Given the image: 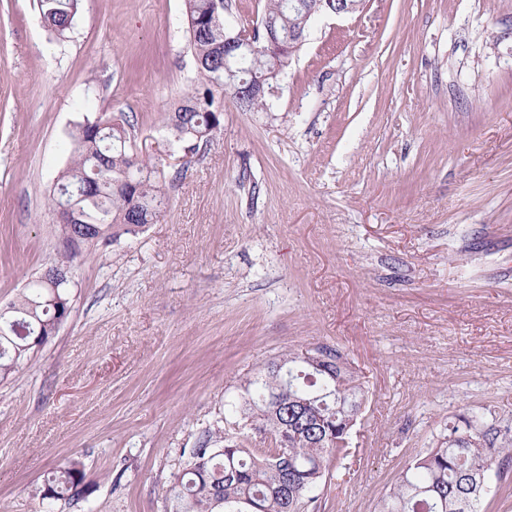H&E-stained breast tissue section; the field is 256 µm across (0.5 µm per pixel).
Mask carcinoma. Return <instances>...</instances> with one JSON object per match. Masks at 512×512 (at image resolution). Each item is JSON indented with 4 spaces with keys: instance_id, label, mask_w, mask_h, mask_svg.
<instances>
[{
    "instance_id": "cac0c4a2",
    "label": "carcinoma",
    "mask_w": 512,
    "mask_h": 512,
    "mask_svg": "<svg viewBox=\"0 0 512 512\" xmlns=\"http://www.w3.org/2000/svg\"><path fill=\"white\" fill-rule=\"evenodd\" d=\"M294 0H267L261 25L273 27L280 39L309 25ZM40 12L56 35L70 31L82 0H39ZM224 0H185L189 47L198 72V85L185 93L167 119L174 141L193 151L220 129L223 108L215 94L231 95L243 112L269 110L268 95L243 100L237 90L263 82L275 88L284 65L267 51L265 41L255 49L224 57V33L234 26L224 20ZM235 71L224 79V65ZM128 120L102 115L87 118L71 134V164L62 171L59 190L80 192L70 199V223L80 243L104 238L116 226L136 236L156 223L166 208L164 168L140 158ZM75 246L68 245L55 267L65 282L53 284L43 276L0 315V374L15 371L33 350L36 336H53L60 314L69 305L74 276ZM324 369L306 363L299 352L270 361L241 384L240 404L232 413L245 420L266 409L276 398L278 417L267 415L266 447L248 448L237 436L213 446L207 438L193 449L192 460L167 490L169 512H308L313 491L330 463L349 454V436L362 413L366 390L336 350L319 349ZM512 464V424L485 426L476 415L448 422L436 446L409 462L384 496L380 512H483L490 494L489 477ZM80 463L54 468L45 480L43 497L75 500L83 495Z\"/></svg>"
}]
</instances>
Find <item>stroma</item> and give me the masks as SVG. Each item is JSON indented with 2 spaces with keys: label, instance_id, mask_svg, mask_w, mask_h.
I'll return each instance as SVG.
<instances>
[{
  "label": "stroma",
  "instance_id": "35a3bbf8",
  "mask_svg": "<svg viewBox=\"0 0 512 512\" xmlns=\"http://www.w3.org/2000/svg\"><path fill=\"white\" fill-rule=\"evenodd\" d=\"M184 0H83L58 39L0 0V308L52 266L84 118L133 115L167 172L139 235L81 245L70 310L0 377V512H166L247 375L339 351L368 392L310 512H378L450 416L512 422V0H361L309 26L270 112L193 154ZM75 460L88 494L40 490Z\"/></svg>",
  "mask_w": 512,
  "mask_h": 512
}]
</instances>
